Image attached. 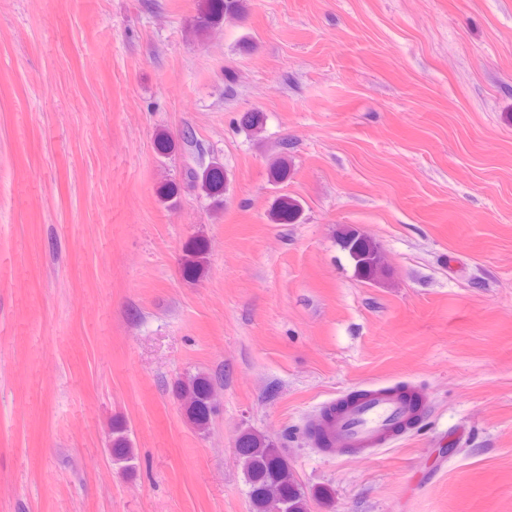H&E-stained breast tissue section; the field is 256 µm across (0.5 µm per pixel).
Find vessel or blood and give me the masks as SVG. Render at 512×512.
Segmentation results:
<instances>
[{
	"label": "vessel or blood",
	"mask_w": 512,
	"mask_h": 512,
	"mask_svg": "<svg viewBox=\"0 0 512 512\" xmlns=\"http://www.w3.org/2000/svg\"><path fill=\"white\" fill-rule=\"evenodd\" d=\"M412 414L411 400L369 388L338 406L330 432L339 447L365 450L385 443Z\"/></svg>",
	"instance_id": "obj_1"
}]
</instances>
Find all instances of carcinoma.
I'll return each mask as SVG.
<instances>
[{
  "instance_id": "cac0c4a2",
  "label": "carcinoma",
  "mask_w": 512,
  "mask_h": 512,
  "mask_svg": "<svg viewBox=\"0 0 512 512\" xmlns=\"http://www.w3.org/2000/svg\"><path fill=\"white\" fill-rule=\"evenodd\" d=\"M211 17L237 16L244 11L243 0H211ZM224 185L223 171L217 166L205 168L201 186L208 193ZM300 212L299 204L285 197L278 203L275 217L281 224L294 222ZM341 245L348 252L358 274L375 279L383 272L382 256L377 246L355 229L341 233ZM212 381L197 375L180 386V397L188 418L200 429L208 426L213 413L210 392ZM238 463L248 485L251 512H311L309 494L297 480L292 468L281 459L282 452L261 434L244 430L236 438ZM134 459L133 448L125 430L112 429V460L129 463Z\"/></svg>"
}]
</instances>
